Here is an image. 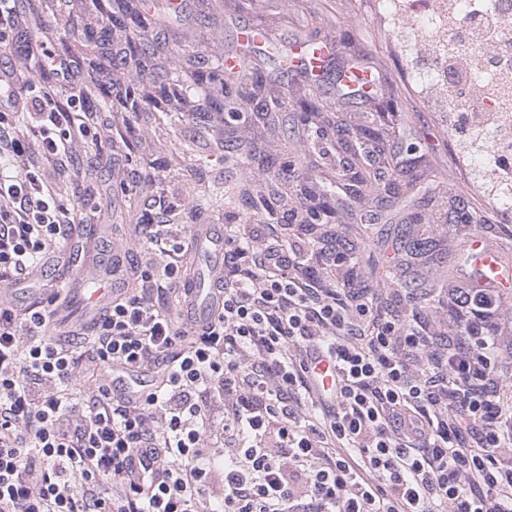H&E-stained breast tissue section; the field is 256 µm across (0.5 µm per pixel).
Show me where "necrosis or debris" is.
Listing matches in <instances>:
<instances>
[{
  "label": "necrosis or debris",
  "mask_w": 512,
  "mask_h": 512,
  "mask_svg": "<svg viewBox=\"0 0 512 512\" xmlns=\"http://www.w3.org/2000/svg\"><path fill=\"white\" fill-rule=\"evenodd\" d=\"M372 21L394 36L407 70L467 153L479 188L512 210V0H378ZM469 74L458 84L455 69Z\"/></svg>",
  "instance_id": "1"
}]
</instances>
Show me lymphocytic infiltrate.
<instances>
[{
  "label": "lymphocytic infiltrate",
  "mask_w": 512,
  "mask_h": 512,
  "mask_svg": "<svg viewBox=\"0 0 512 512\" xmlns=\"http://www.w3.org/2000/svg\"><path fill=\"white\" fill-rule=\"evenodd\" d=\"M54 87L0 71V285L38 268L64 244L75 208L41 168L23 163L30 139L63 159L95 128L75 122L85 99L61 101L66 58L31 48ZM224 227L228 265L220 309L202 324L166 302L176 260L140 271L84 346L46 329L57 296L22 318L0 304V512H512V382L496 341L477 323L439 356L375 297L343 300L309 275L303 241L258 248ZM334 363L332 389L313 383ZM156 369L129 401L77 383L112 365ZM224 439V470L211 455Z\"/></svg>",
  "instance_id": "obj_1"
}]
</instances>
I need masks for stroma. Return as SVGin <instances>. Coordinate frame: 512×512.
<instances>
[{
	"label": "stroma",
	"mask_w": 512,
	"mask_h": 512,
	"mask_svg": "<svg viewBox=\"0 0 512 512\" xmlns=\"http://www.w3.org/2000/svg\"><path fill=\"white\" fill-rule=\"evenodd\" d=\"M87 0H72L69 11L80 20L76 36L82 42L111 43L122 49L127 31L115 21L86 9ZM367 0H183L172 11L170 0H154L146 43L159 62H166L173 47L190 46L182 59L185 72L204 71L213 59L240 58L243 68L263 75L272 97L284 98L314 91L330 126L327 137L307 144L299 113L278 112L274 125L254 117L241 119L235 133L237 152H222L224 125L208 104L172 123L144 113L132 118L120 106L100 111L105 128L96 143H74L65 168L50 176L62 202L80 208L66 251L46 266L48 287L66 285L77 277L79 254L120 249L137 264H155L158 248L138 243L134 226L146 213H157L158 201L173 204L169 223L193 228L197 224H241L261 237L287 239L299 232L297 202L279 207L276 215L256 205L268 194L281 171L282 143L297 144L296 170L304 180L336 178L346 156L339 139L354 136L371 125L376 100L393 97L401 116L386 130L387 161L392 170H405L399 193L391 199L365 194L350 197L335 191V233L354 243L357 253L349 267H337L327 280L346 287V270L357 277L356 292L377 296L381 309L397 310L407 318H421L426 335L448 336L460 310L458 289L477 287L463 273L464 248L476 231L512 263V213L491 208L477 191L470 173L454 154L448 130L437 113L428 111L391 37L358 23ZM39 18L46 30L60 29L55 11H32L29 0H16L11 20L10 47H0V67L27 72L31 61L25 51L30 36L27 22ZM265 24L273 37L266 44L242 53L239 35L245 26ZM329 35L341 45L326 74L309 79L300 71L282 75L279 47ZM371 75L376 92L343 93L336 84L341 71ZM247 160H240V153ZM152 174L148 192L124 195L119 181L136 183ZM210 196H201V188Z\"/></svg>",
	"instance_id": "obj_1"
}]
</instances>
